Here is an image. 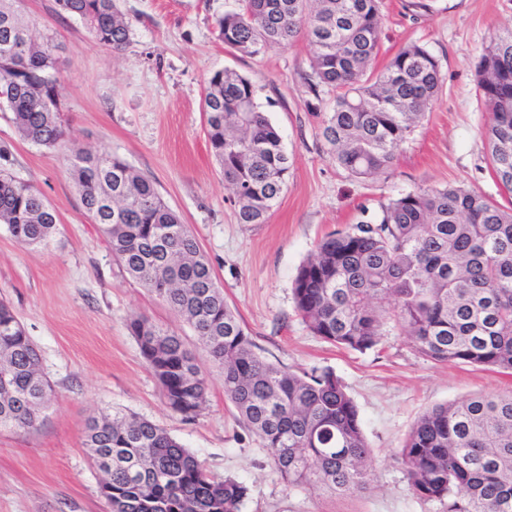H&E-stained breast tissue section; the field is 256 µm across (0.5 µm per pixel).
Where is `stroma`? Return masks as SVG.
Returning <instances> with one entry per match:
<instances>
[{"label":"stroma","mask_w":512,"mask_h":512,"mask_svg":"<svg viewBox=\"0 0 512 512\" xmlns=\"http://www.w3.org/2000/svg\"><path fill=\"white\" fill-rule=\"evenodd\" d=\"M240 5L120 0L130 35L115 52L79 18L57 15L54 0L21 2L31 27L53 33L59 45L67 135L53 148L23 140L11 112L0 107V169L35 186L58 215L50 243L37 250L0 224V299L39 348L52 386L36 428L0 429V512H110L102 476L82 445L86 419L97 408L154 421L215 477L243 483L242 512H439L408 485L398 459L407 434L432 407L512 392V374L426 360L391 333L363 353L331 345L310 332L292 293L299 266L325 234L366 219L400 194L454 184L502 204L512 200L487 163L490 114L475 82L486 48L512 26V0H385L376 68L418 43L438 59L443 87L392 173L371 182L336 166L321 134L323 117L306 106L307 38L258 56L219 39L217 17ZM225 68L253 83L290 161L287 188L263 224L236 222L208 140L204 87ZM81 148L118 157L154 181L196 236L261 357L293 371L328 368L342 380L373 450L367 490L338 496L286 486L269 449L239 422L222 372L193 329L125 272L86 215L67 171L69 156ZM139 316L175 330L206 366L208 401L196 418L168 408L128 329Z\"/></svg>","instance_id":"35a3bbf8"}]
</instances>
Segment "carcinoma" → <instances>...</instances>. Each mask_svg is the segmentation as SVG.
Masks as SVG:
<instances>
[{
  "instance_id": "carcinoma-1",
  "label": "carcinoma",
  "mask_w": 512,
  "mask_h": 512,
  "mask_svg": "<svg viewBox=\"0 0 512 512\" xmlns=\"http://www.w3.org/2000/svg\"><path fill=\"white\" fill-rule=\"evenodd\" d=\"M101 45L121 51L129 24L119 0H55ZM382 0H243L216 19L224 45L257 56L304 35L313 45L307 107L336 97L323 138L336 165L369 180L389 173L442 87L436 57L402 47L379 72ZM20 0H0V102L20 136L54 147L65 137L57 94L58 45L21 37ZM490 114L484 136L497 182L512 193V28L496 36L476 71ZM204 108L213 156L232 190L239 224H264L286 186L289 158L231 70L207 80ZM69 173L82 206L102 226L113 258L196 332L223 373L240 422L270 449L288 488L347 494L366 488L373 450L345 385L327 368L296 372L262 358L224 300L196 237L154 182L124 161L79 150ZM55 209L34 186L0 171V224L30 247L48 244ZM296 311L327 343L376 348L385 326L422 357L512 371V207L448 185L408 192L372 219L323 237L293 282ZM168 407L186 420L206 401L208 373L181 336L146 317L129 324ZM51 386L41 354L9 304L0 301V428L30 429ZM83 447L112 467L101 486L110 512H241L245 485L218 481L156 423L102 413L88 420ZM400 460L413 494L442 512H512V393L469 396L433 407L412 427Z\"/></svg>"
}]
</instances>
